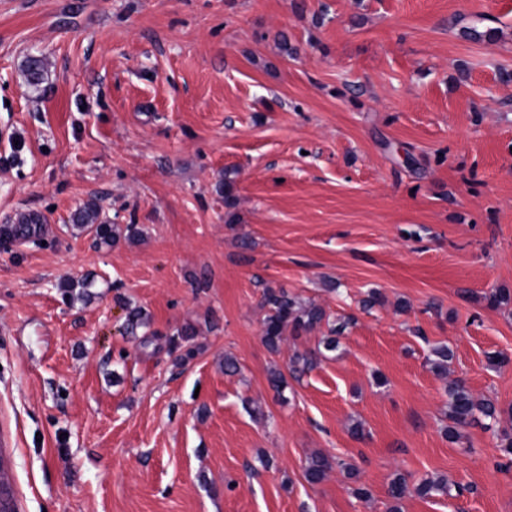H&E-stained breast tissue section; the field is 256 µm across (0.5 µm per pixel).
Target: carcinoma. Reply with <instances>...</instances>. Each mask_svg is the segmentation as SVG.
Instances as JSON below:
<instances>
[{
  "instance_id": "1",
  "label": "carcinoma",
  "mask_w": 512,
  "mask_h": 512,
  "mask_svg": "<svg viewBox=\"0 0 512 512\" xmlns=\"http://www.w3.org/2000/svg\"><path fill=\"white\" fill-rule=\"evenodd\" d=\"M28 82L36 85L43 78V61L40 58L31 57L26 63ZM218 191L224 195L225 207L232 209L236 205V183L231 172L224 173V181L218 185ZM73 226L77 229L94 233L99 244L110 246L120 238L133 241L140 236V230L135 224H128L120 229L114 224H106L101 220L100 208L95 203H88L79 208L72 216ZM263 306L267 313L263 319V341L269 351H280L281 343L286 330H291L293 335L299 336L307 333L320 325L326 319L325 311L317 305L301 306L294 297L283 288H266L263 293ZM150 326L146 314L140 309H133L128 314L127 330L136 334L139 329ZM434 359L432 369L437 373H443L448 366V360L453 357L452 351L445 345H440L432 350ZM502 410L490 401H478L469 389L460 381H455L450 387V403L448 406V427L445 429L446 437L456 442L461 434L458 428L484 417V419L496 422ZM332 468L328 459L324 456H316L311 459L305 470V478L311 484L322 482L327 472ZM407 491L406 479L398 475L392 479L389 486V496L394 505L390 512H401L400 502ZM418 494L422 496L446 495L449 492L448 481L442 477L423 480L417 487Z\"/></svg>"
}]
</instances>
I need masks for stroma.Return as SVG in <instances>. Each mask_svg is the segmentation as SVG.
Masks as SVG:
<instances>
[{
	"label": "stroma",
	"instance_id": "obj_1",
	"mask_svg": "<svg viewBox=\"0 0 512 512\" xmlns=\"http://www.w3.org/2000/svg\"><path fill=\"white\" fill-rule=\"evenodd\" d=\"M508 72L512 0H0V224L46 225L0 244L19 512H388L399 474L402 512H512V302L488 301L512 294ZM92 200L143 240L74 229ZM267 286L350 320L280 394L270 370L327 330L270 352ZM132 306L152 335H126ZM457 378L503 415L452 443ZM315 453L336 466L313 485ZM437 475L462 494L416 493Z\"/></svg>",
	"mask_w": 512,
	"mask_h": 512
}]
</instances>
